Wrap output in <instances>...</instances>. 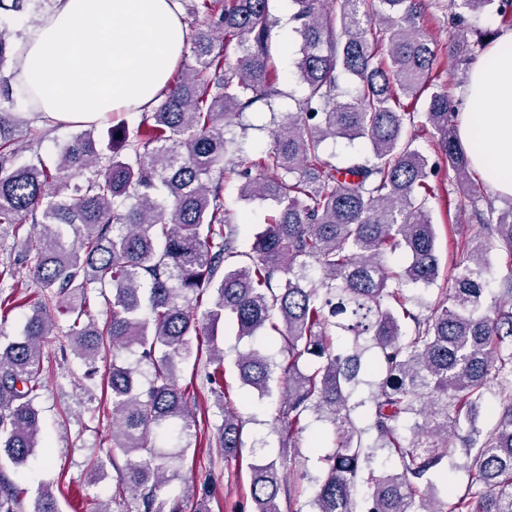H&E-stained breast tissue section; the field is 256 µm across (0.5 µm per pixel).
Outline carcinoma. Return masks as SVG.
I'll return each mask as SVG.
<instances>
[{
  "label": "carcinoma",
  "mask_w": 512,
  "mask_h": 512,
  "mask_svg": "<svg viewBox=\"0 0 512 512\" xmlns=\"http://www.w3.org/2000/svg\"><path fill=\"white\" fill-rule=\"evenodd\" d=\"M271 0H179L194 26V64L174 70L158 108L109 117V144L95 124L74 135L57 160L20 163L13 106L16 41L0 27V241L13 239L29 287L0 299V314L31 307L21 337L0 342V452L12 465L35 455L42 435V346L67 316L64 336L112 398L116 468L112 499L129 492L135 512H185L186 484L168 491L197 441L196 413L175 362L212 367L206 382L224 411L214 441L224 461L244 458L246 421L230 408L224 318L237 336L264 333L263 346L236 360L239 386L259 397L281 384L275 458L248 463L251 512H512V272L486 305L490 256L512 260V205L475 209L480 232L461 239L436 298L407 296L403 282L437 284L440 257L429 178L442 159L464 192L470 163L448 94L435 90L442 49L424 26L430 0H288L301 38L296 62L303 95L258 158L229 157L231 120L282 95L273 55ZM52 0H0V15L26 14ZM449 53L470 52L466 13L491 10L512 23V0H448ZM235 47L231 62L228 49ZM348 79L355 93L342 90ZM421 105L418 111L415 105ZM432 137V154L416 145ZM365 139L370 155L336 158L327 139ZM240 196L270 204L251 250L224 208V180ZM39 224V236H20ZM77 239L59 240L61 226ZM400 254L396 270L386 261ZM319 273L313 280L311 273ZM105 301V319L93 293ZM137 356L118 362L123 353ZM494 393V426L460 434L472 409ZM312 415L332 427L313 447L321 476L305 510L287 471L300 458L295 435ZM461 439L469 482L454 490L448 442ZM389 470L377 475V459ZM22 489L0 473V512H19ZM286 508H281V504ZM34 512H60L43 485Z\"/></svg>",
  "instance_id": "carcinoma-1"
}]
</instances>
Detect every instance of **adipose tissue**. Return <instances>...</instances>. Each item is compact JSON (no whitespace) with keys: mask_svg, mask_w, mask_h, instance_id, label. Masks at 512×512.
<instances>
[{"mask_svg":"<svg viewBox=\"0 0 512 512\" xmlns=\"http://www.w3.org/2000/svg\"><path fill=\"white\" fill-rule=\"evenodd\" d=\"M186 47L176 0H53L16 45L15 84L37 122L149 109ZM457 133L476 176L512 197V31L475 63Z\"/></svg>","mask_w":512,"mask_h":512,"instance_id":"ef3b65f1","label":"adipose tissue"}]
</instances>
